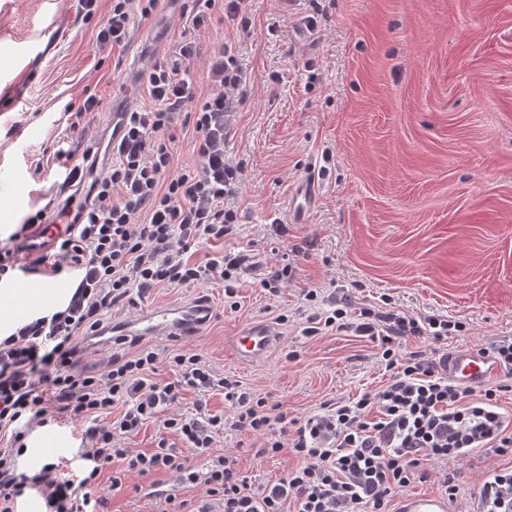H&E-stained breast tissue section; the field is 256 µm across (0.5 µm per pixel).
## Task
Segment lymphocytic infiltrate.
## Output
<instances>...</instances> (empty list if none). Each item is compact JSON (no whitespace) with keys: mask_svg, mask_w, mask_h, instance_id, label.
Returning <instances> with one entry per match:
<instances>
[{"mask_svg":"<svg viewBox=\"0 0 512 512\" xmlns=\"http://www.w3.org/2000/svg\"><path fill=\"white\" fill-rule=\"evenodd\" d=\"M158 0H112L97 32L99 43H124L133 12L149 17ZM249 0H186L182 11L193 29L249 14ZM202 49L182 38L175 58L155 59L147 75L146 105L124 115L126 131L112 147L114 160L100 178L86 180L80 166L59 152L63 184L81 190L73 216L75 234L57 239L48 252L22 247L45 220L39 210L0 248V280L16 272L75 276L77 287L59 310L46 311L0 339V512H14L27 490L42 498L45 512H94L99 478L116 464L111 490L122 491L127 474L175 476L180 493L166 495L158 512H391L392 502L412 480L428 478V465L458 462L478 448L512 455V417L500 412L494 388L476 390L449 380L423 351L402 354L394 340L431 337L440 341L463 325L436 317L343 302L330 315H310L308 335L355 326L377 341L390 377L378 389L350 402L326 404L296 431L285 414L251 400L239 381L217 377L201 354L169 355L170 377L155 378L158 354L142 348L113 357L106 370H78V338L97 337L103 318L117 305L137 307L157 287L232 281L240 259L232 253L191 259L195 246L223 240L239 222L231 207L241 182L224 146L230 116L243 101L246 75L235 44L222 43L209 56L210 93L198 94L191 71ZM191 130L198 165L173 172L166 135ZM221 391L235 407L231 418L177 412L186 389ZM87 421L80 467L71 460L50 463L32 475L18 471L27 432L58 415ZM161 419L178 444L160 439L151 451L122 447L123 437ZM259 440L258 457L295 455L285 477L254 489L234 455L215 452L225 430ZM207 454L198 473L190 457ZM479 512H512V470L486 479Z\"/></svg>","mask_w":512,"mask_h":512,"instance_id":"obj_1","label":"lymphocytic infiltrate"}]
</instances>
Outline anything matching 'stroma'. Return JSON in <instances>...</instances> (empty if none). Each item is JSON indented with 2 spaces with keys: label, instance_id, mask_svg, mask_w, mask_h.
I'll use <instances>...</instances> for the list:
<instances>
[{
  "label": "stroma",
  "instance_id": "obj_1",
  "mask_svg": "<svg viewBox=\"0 0 512 512\" xmlns=\"http://www.w3.org/2000/svg\"><path fill=\"white\" fill-rule=\"evenodd\" d=\"M319 3L326 16L310 44L298 37L310 0H253L244 37L229 25L197 31L206 50L235 42L247 84L226 147L242 172L241 226L193 258L231 250L253 269L241 271L232 298L219 282L153 289L144 305H203L210 318L190 336L140 341L159 354L158 379H168L171 353L191 349L299 423L389 377L378 343L351 330L307 335L310 313L385 296L390 309L463 322L448 340L404 342L434 359L512 335V0ZM110 4L85 20L72 0H0V242L31 213L62 205L57 149L78 163L105 148L102 129L143 103L150 65L185 24L179 0H160L150 17L132 14L125 43L102 47L96 32ZM87 86L103 108L70 128L64 107ZM308 175L319 191L295 223L293 189ZM290 260L289 282L270 291ZM255 324L276 341L262 359L239 362L227 342ZM79 348L78 369L95 373L133 351L108 336ZM254 442L235 431L217 442L252 487L295 464L290 454L254 457ZM508 467L512 457L483 448L432 465L406 492H441L451 475L457 512H468L486 477ZM173 481L130 476L123 492H103L98 512H153L143 488Z\"/></svg>",
  "mask_w": 512,
  "mask_h": 512
}]
</instances>
